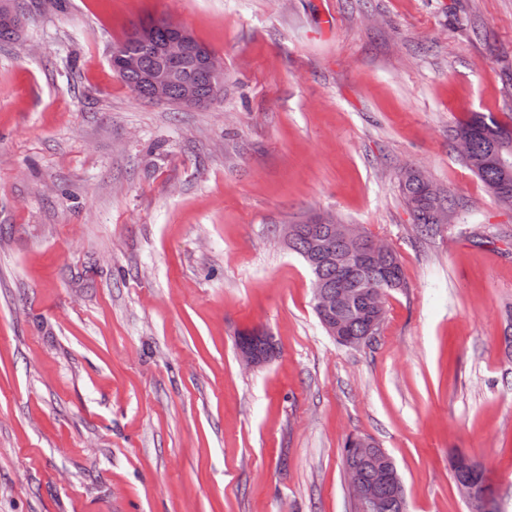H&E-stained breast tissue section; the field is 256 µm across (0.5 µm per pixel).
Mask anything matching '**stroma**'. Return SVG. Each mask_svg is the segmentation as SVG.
I'll return each mask as SVG.
<instances>
[{
	"instance_id": "35a3bbf8",
	"label": "stroma",
	"mask_w": 512,
	"mask_h": 512,
	"mask_svg": "<svg viewBox=\"0 0 512 512\" xmlns=\"http://www.w3.org/2000/svg\"><path fill=\"white\" fill-rule=\"evenodd\" d=\"M0 44V512H351L352 435L407 512H512V209L454 130L512 126V0H21ZM169 16L224 60L208 108L139 98L112 47ZM421 171L466 208L416 236ZM396 252L372 345L327 335L285 224ZM273 338L265 367L235 340ZM236 347L240 363L248 369L264 366L274 353L271 336L260 330L242 333V336L237 337ZM457 488L472 512H494V501L480 490L479 481L458 482Z\"/></svg>"
}]
</instances>
